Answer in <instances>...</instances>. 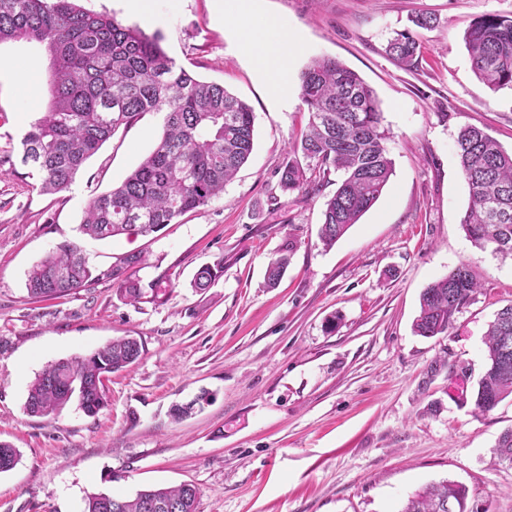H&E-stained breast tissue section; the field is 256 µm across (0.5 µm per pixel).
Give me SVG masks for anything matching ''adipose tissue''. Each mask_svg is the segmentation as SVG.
<instances>
[{
    "mask_svg": "<svg viewBox=\"0 0 512 512\" xmlns=\"http://www.w3.org/2000/svg\"><path fill=\"white\" fill-rule=\"evenodd\" d=\"M225 21L247 28L245 50L264 72L272 93L288 94V48L295 42L287 24L275 16H258L255 0H224Z\"/></svg>",
    "mask_w": 512,
    "mask_h": 512,
    "instance_id": "ef3b65f1",
    "label": "adipose tissue"
}]
</instances>
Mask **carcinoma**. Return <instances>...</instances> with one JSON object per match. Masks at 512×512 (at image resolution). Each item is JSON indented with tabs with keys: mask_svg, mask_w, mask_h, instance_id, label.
<instances>
[{
	"mask_svg": "<svg viewBox=\"0 0 512 512\" xmlns=\"http://www.w3.org/2000/svg\"><path fill=\"white\" fill-rule=\"evenodd\" d=\"M37 42L49 59L46 112L31 123L21 144V164L37 193L55 194L74 182L85 162L124 127L146 112L163 115L154 148L110 190L93 195L83 208L78 230L92 239L118 235L146 236L175 224L184 214L208 205L244 165L254 147V112L224 85L208 82L176 65L159 37L126 26L107 15L86 11L73 0H0V45ZM465 44L475 76L496 90L512 88V16L486 14L469 25ZM386 52L413 68L419 45L406 31L396 33ZM300 97L309 113L307 131L291 149L280 187L309 193L311 180L302 160L318 179L343 173L325 202L319 237L332 246L379 199L392 171L384 142L387 130L373 90L354 71L334 58H313L302 70ZM461 174L469 188V205L460 224L477 249L512 260V152L485 131L467 126L457 137ZM290 256L281 254L267 266L274 287ZM144 263L140 252L116 258L95 275L81 247L57 245L29 272L28 292L41 301L57 299L99 279L117 285L130 304L156 300L165 291L164 277L143 285L136 276ZM224 260L204 267L192 287H211ZM482 284L467 265L458 266L429 284L420 296L414 323L419 336L448 332L455 316L474 300ZM486 360L473 390L475 409L490 412L512 397V304L499 309L485 333ZM143 344L133 336L112 339L87 357L48 365L30 385L28 414H58L73 395L85 412L96 414L107 403L109 375L134 365ZM207 401L171 408L179 421ZM499 461L512 465V428L495 446ZM18 452L0 442V473L12 470ZM199 491L191 483L149 488L132 498L98 492L87 496L84 512H197ZM465 486L447 480L432 483L409 497L401 512H472Z\"/></svg>",
	"mask_w": 512,
	"mask_h": 512,
	"instance_id": "obj_1",
	"label": "carcinoma"
}]
</instances>
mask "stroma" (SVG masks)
<instances>
[{"label": "stroma", "instance_id": "35a3bbf8", "mask_svg": "<svg viewBox=\"0 0 512 512\" xmlns=\"http://www.w3.org/2000/svg\"><path fill=\"white\" fill-rule=\"evenodd\" d=\"M299 46L288 98L272 95L220 21L214 0H159L144 24L187 71L224 87L255 115L248 162L222 197L148 236L94 240L78 224L87 200L119 184L154 147L160 115L148 112L91 157L69 189L32 191L0 166V440L19 452L0 473V512H83L89 494L130 497L183 482L197 512H400L423 486L463 484L475 512H512V465L493 454L512 427V398L475 409L463 384L485 362L488 323L512 303V262L479 250L460 219L469 191L457 156L459 130L476 126L512 152V89L483 85L464 35L485 14L512 16V0H260ZM435 17L415 27L413 15ZM421 45L416 68L386 53L396 32ZM328 56L376 93L389 131L393 173L375 205L332 247L319 238L323 204L341 173L308 196L279 180L308 122L299 75ZM0 157L44 111L46 64L34 44H2ZM77 243L90 263L145 255L143 282L166 274L164 296L129 304L99 280L46 302L30 298V268L58 244ZM296 249L277 287L269 261ZM223 261L207 292L190 286ZM469 265L483 288L448 333L424 338L412 324L431 282ZM134 336L144 350L107 383V405L90 415L71 402L55 416L24 410L48 364L87 356ZM209 399L172 421V405Z\"/></svg>", "mask_w": 512, "mask_h": 512}]
</instances>
